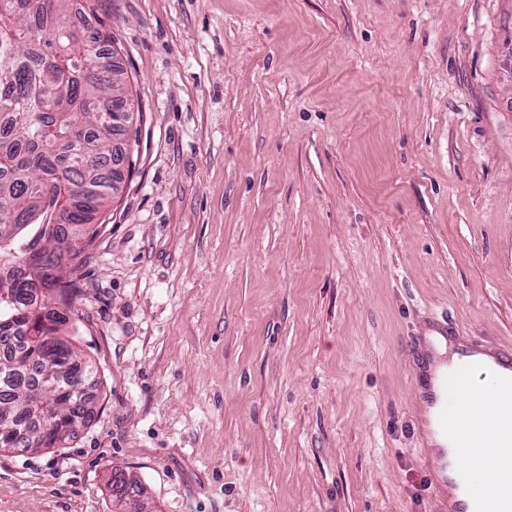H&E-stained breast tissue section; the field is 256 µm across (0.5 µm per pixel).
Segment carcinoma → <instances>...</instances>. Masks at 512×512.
Returning <instances> with one entry per match:
<instances>
[{"label":"carcinoma","instance_id":"carcinoma-1","mask_svg":"<svg viewBox=\"0 0 512 512\" xmlns=\"http://www.w3.org/2000/svg\"><path fill=\"white\" fill-rule=\"evenodd\" d=\"M75 0H0V270H13L14 298L0 299V429L39 426L43 407L72 415L65 390L94 367L60 336L80 278L58 272L79 227L91 244L111 206L118 129L99 111L121 112L130 97L112 80L104 47L112 34L72 21ZM54 225L51 253L20 262L23 244ZM67 358L59 393L40 386L48 363Z\"/></svg>","mask_w":512,"mask_h":512}]
</instances>
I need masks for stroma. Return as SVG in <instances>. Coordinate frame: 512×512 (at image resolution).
<instances>
[{
  "mask_svg": "<svg viewBox=\"0 0 512 512\" xmlns=\"http://www.w3.org/2000/svg\"><path fill=\"white\" fill-rule=\"evenodd\" d=\"M138 124L0 512H438L420 332L512 352V0H96Z\"/></svg>",
  "mask_w": 512,
  "mask_h": 512,
  "instance_id": "1",
  "label": "stroma"
}]
</instances>
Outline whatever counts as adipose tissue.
<instances>
[{
    "label": "adipose tissue",
    "instance_id": "ef3b65f1",
    "mask_svg": "<svg viewBox=\"0 0 512 512\" xmlns=\"http://www.w3.org/2000/svg\"><path fill=\"white\" fill-rule=\"evenodd\" d=\"M436 371L448 377L441 403L448 410L449 420L492 444L496 482L490 489L477 480L472 468L462 467L461 449L448 444V476L456 484L454 495L465 504V512H498L499 505L512 498V434L497 425L486 393L489 388L504 384V372L484 355L473 356L471 365L461 368L454 353L437 360Z\"/></svg>",
    "mask_w": 512,
    "mask_h": 512
}]
</instances>
